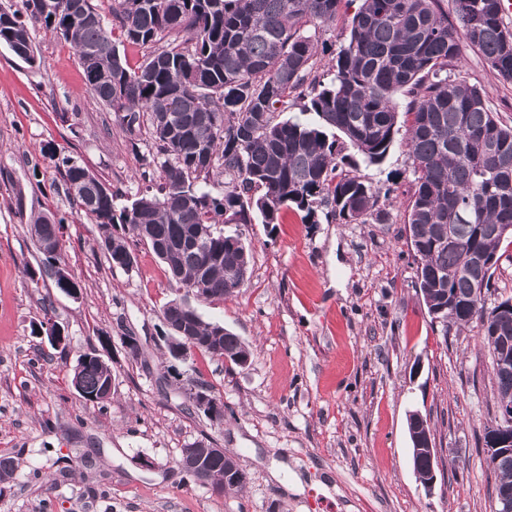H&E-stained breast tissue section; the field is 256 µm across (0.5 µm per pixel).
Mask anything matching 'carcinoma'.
Listing matches in <instances>:
<instances>
[{
	"label": "carcinoma",
	"instance_id": "obj_1",
	"mask_svg": "<svg viewBox=\"0 0 512 512\" xmlns=\"http://www.w3.org/2000/svg\"><path fill=\"white\" fill-rule=\"evenodd\" d=\"M46 12L41 0H23L45 28L62 33L75 48L92 100L114 112L130 133L147 117L155 152L148 164L160 171L156 192L141 194L120 210L112 190L100 196L69 192L80 212L98 224L108 261L131 266L127 241L112 233L129 226L150 247L168 250L161 261L176 289L196 288L207 301L232 295L247 278L251 252L233 247L240 235L214 231L209 261L201 263L191 244L194 233L226 224L277 223L289 206L307 220L325 207V217L365 224L379 216L380 189L354 174L339 158L336 133L375 165L388 155L408 123L405 147L414 191L406 231L416 264V286L431 321L443 335L478 329L488 353L512 354V313L483 327L473 319V289L492 288L504 231L512 234V127L495 118L485 88L451 78L467 45L484 56L504 81H512V29L501 0H361L350 37L336 57L333 78L318 74L317 45L305 26L333 22L341 0H114L112 25L91 0H81L83 19L68 13L70 0H56ZM151 52L135 69L123 61L115 31ZM0 44L32 47L19 12L0 8ZM95 56V72L86 66ZM300 112L314 118L281 119L292 95ZM211 161L200 164V152ZM63 177L72 188L88 168L65 157ZM230 180L213 197L197 186L215 166ZM455 226L461 246L443 240ZM63 220L41 215L30 224L42 245ZM493 260L479 272L475 259ZM188 313L176 301L163 319L179 325ZM198 351L230 363L253 358L240 337L215 322L199 320ZM493 396L512 403V371L492 370ZM72 385L87 401L105 404L112 369L95 352L73 369ZM231 458L207 460L204 478L218 493L238 492L246 478L227 471ZM496 487L512 491V462L492 466ZM15 464L0 458V495L14 478Z\"/></svg>",
	"mask_w": 512,
	"mask_h": 512
}]
</instances>
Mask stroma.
Returning <instances> with one entry per match:
<instances>
[{
    "label": "stroma",
    "instance_id": "obj_1",
    "mask_svg": "<svg viewBox=\"0 0 512 512\" xmlns=\"http://www.w3.org/2000/svg\"><path fill=\"white\" fill-rule=\"evenodd\" d=\"M358 0L317 27L318 67L331 75ZM35 60L0 45V456L16 473L0 512H491L496 477L481 439L493 411L492 372L476 329L442 337L415 286L406 211L413 192L404 135L365 181L389 188L380 218L308 224L295 208L274 224H227L252 250L244 285L200 301L204 320L248 344L249 367L195 352L171 360L163 306L175 293L164 264L127 228L130 268L111 266L97 224L65 194L60 165L87 167L123 207L159 179L143 158L148 129L128 134L94 103L70 43L30 24ZM453 74L486 89L512 126V82L464 48ZM65 218L58 263L79 286L56 287L28 232L31 217ZM52 320L67 340L40 330ZM139 337L131 356L122 336ZM97 352L112 369V399L99 405L71 384L79 357ZM224 401L216 425L187 410V380ZM429 419L439 457L437 488L412 465L409 414ZM224 448L246 475L217 494L178 466L181 448ZM146 456L154 465H138ZM287 463L283 481L270 472ZM300 477L302 491L286 489Z\"/></svg>",
    "mask_w": 512,
    "mask_h": 512
}]
</instances>
